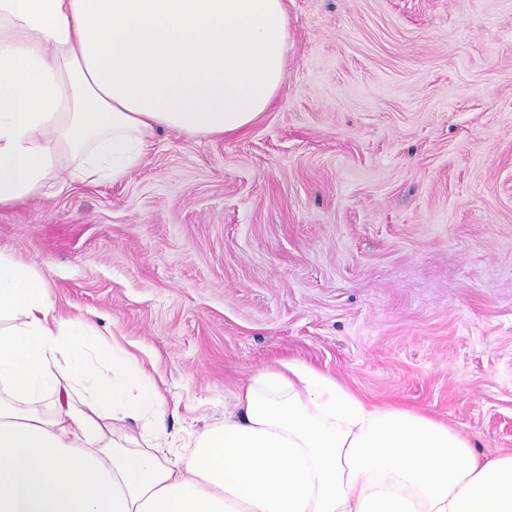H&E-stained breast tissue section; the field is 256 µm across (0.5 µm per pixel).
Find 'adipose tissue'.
Instances as JSON below:
<instances>
[{
	"mask_svg": "<svg viewBox=\"0 0 512 512\" xmlns=\"http://www.w3.org/2000/svg\"><path fill=\"white\" fill-rule=\"evenodd\" d=\"M287 77L284 0H0V208L119 179L160 130L241 133ZM165 418L135 357L0 251V512H512V451L301 363L252 372L190 453Z\"/></svg>",
	"mask_w": 512,
	"mask_h": 512,
	"instance_id": "obj_1",
	"label": "adipose tissue"
}]
</instances>
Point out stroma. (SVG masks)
Segmentation results:
<instances>
[{"label": "stroma", "mask_w": 512, "mask_h": 512, "mask_svg": "<svg viewBox=\"0 0 512 512\" xmlns=\"http://www.w3.org/2000/svg\"><path fill=\"white\" fill-rule=\"evenodd\" d=\"M285 5L249 129L1 208L0 251L146 365L174 446L297 360L511 451L512 0Z\"/></svg>", "instance_id": "35a3bbf8"}]
</instances>
